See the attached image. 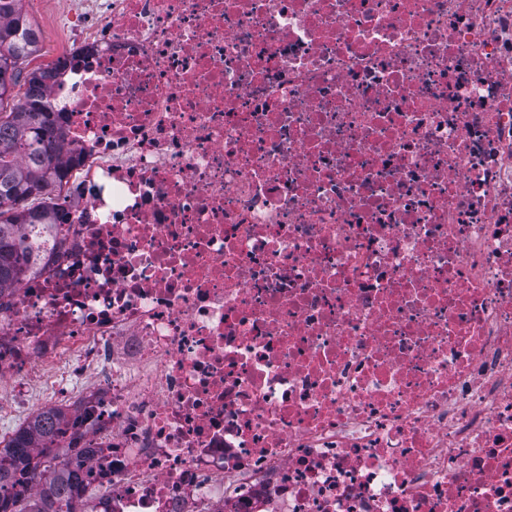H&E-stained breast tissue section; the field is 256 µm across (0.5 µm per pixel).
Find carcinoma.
I'll use <instances>...</instances> for the list:
<instances>
[{
	"label": "carcinoma",
	"mask_w": 512,
	"mask_h": 512,
	"mask_svg": "<svg viewBox=\"0 0 512 512\" xmlns=\"http://www.w3.org/2000/svg\"><path fill=\"white\" fill-rule=\"evenodd\" d=\"M39 39L21 8V0H0V288L25 275L33 243L24 233L28 224L66 223L65 205L30 207L32 196L50 192L61 177L59 153L64 129L48 111L40 94L45 75L25 71ZM29 85L25 101L4 110L19 79ZM53 416L45 415L20 432L0 455V489L27 482L31 448L53 430ZM81 466L66 461L41 475L39 491L31 498L2 499L0 512H71L66 500L80 480Z\"/></svg>",
	"instance_id": "carcinoma-1"
}]
</instances>
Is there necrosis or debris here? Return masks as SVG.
<instances>
[{"label": "necrosis or debris", "mask_w": 512, "mask_h": 512, "mask_svg": "<svg viewBox=\"0 0 512 512\" xmlns=\"http://www.w3.org/2000/svg\"><path fill=\"white\" fill-rule=\"evenodd\" d=\"M65 5L0 442L58 415L72 512H512V0Z\"/></svg>", "instance_id": "4bbe7bcc"}]
</instances>
